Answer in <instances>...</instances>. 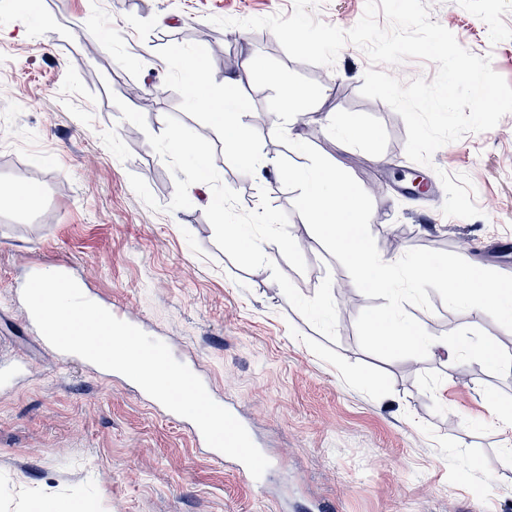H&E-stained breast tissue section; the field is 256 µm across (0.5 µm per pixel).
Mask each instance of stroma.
<instances>
[{
	"instance_id": "1",
	"label": "stroma",
	"mask_w": 512,
	"mask_h": 512,
	"mask_svg": "<svg viewBox=\"0 0 512 512\" xmlns=\"http://www.w3.org/2000/svg\"><path fill=\"white\" fill-rule=\"evenodd\" d=\"M293 3L0 0V188H37L26 211L0 209V512H56L71 500L85 512H512V453L490 408L512 406V372L438 351L415 362L362 350L356 319L385 300L360 292L294 209L274 165L307 159L273 136V89L256 87L248 68L222 69L218 56L263 54L320 84L318 104L288 126L369 192L370 231L380 257L394 261L430 249L512 275V254L492 247L512 238V113L425 165L406 155L401 116L361 95L370 61L357 46L323 66L288 58L267 29L199 37L211 17L289 15ZM428 3L432 21L512 83V0ZM189 57L214 89L233 77L267 171L245 173L194 102ZM158 85L166 93L144 109L145 128L122 119L116 100ZM168 115L213 143L216 169L243 209H256L264 190L288 214L305 271L275 244L263 251L306 297L331 278L336 340L290 305L270 269H241L216 245L197 187L190 208L169 211L175 180L147 139ZM340 126L376 137L342 136ZM417 171L436 175L433 194L402 195ZM60 264L199 361L216 399L236 406L274 464L262 489L211 460L130 381L62 365L24 334L11 288ZM429 297L431 309L409 312L430 335L474 327L512 354V331Z\"/></svg>"
}]
</instances>
